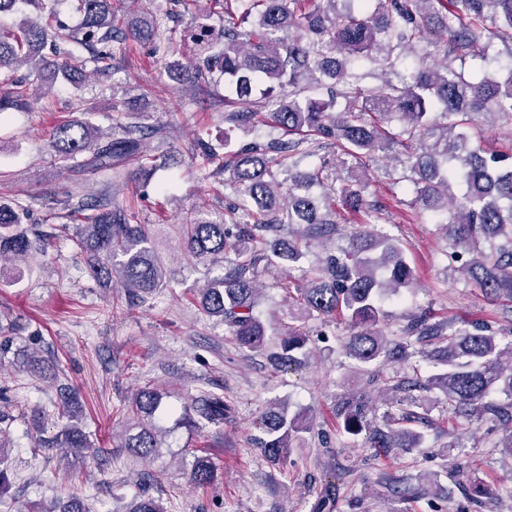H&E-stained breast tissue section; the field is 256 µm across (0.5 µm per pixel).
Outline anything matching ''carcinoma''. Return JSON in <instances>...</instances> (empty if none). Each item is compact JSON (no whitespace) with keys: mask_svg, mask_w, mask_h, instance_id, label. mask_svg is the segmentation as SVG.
Segmentation results:
<instances>
[{"mask_svg":"<svg viewBox=\"0 0 512 512\" xmlns=\"http://www.w3.org/2000/svg\"><path fill=\"white\" fill-rule=\"evenodd\" d=\"M81 15L75 31L59 20L45 0H0V15L19 3L38 12L17 26L0 28V112L20 111L30 101L50 93L58 83L79 86L87 74L106 76L116 54L127 51V36L149 45L161 60L173 52L170 28L147 12L133 16L123 34L115 29L112 0H74ZM224 10V25L208 23L207 10L199 11L190 31L196 64H166L175 78L202 82L215 73L224 77V106L233 108L224 119L236 125L259 115L252 94L275 101L270 113L274 127L296 134L293 141H271L264 146L230 150L231 141L214 144L200 139L195 153L212 170L227 175L245 196L250 220L227 222L222 215L198 210L179 224L186 254L207 266L209 277L197 296L204 312L227 325L237 343L263 352L272 366L299 363L298 354L308 338L289 326L276 350L267 349V337L257 315L261 301L259 265L286 274L288 266L320 247L313 278L292 288L280 287L300 313L311 316L339 314L356 332L344 345L345 355L361 367L373 364L407 365L417 357L431 367L429 375H413L388 386L405 404L399 417L383 414L368 418L364 395L350 392L337 407L347 430L365 434L371 448L386 452L417 448L424 434L414 428L421 420L411 391L437 392L469 424L491 423L501 431L494 443L502 457L512 458V329L496 332L484 325L454 328L431 321L425 312L408 316L401 335L388 337L378 330L386 317V298H401L416 285L414 270L403 249L391 238L372 231L349 235L340 253L325 247L336 234V199L353 212H370L360 181L333 172L332 165L301 168L314 154L310 134L336 140L343 155L355 160L396 148L405 156L400 180L413 186L412 204L437 217L450 257L458 271L475 280L487 293L512 299V164L474 145L470 129L474 117H512V64L494 75L472 82L452 66L467 57L487 59L493 39L508 43L512 57V0H378L368 15L363 0H317L301 12L302 0H210ZM440 33L446 44L442 65L427 63L430 53L416 46ZM52 54H47L45 48ZM413 54L408 73L398 65ZM381 72L397 74L374 90L362 86L356 72L361 60ZM92 63L86 70V63ZM26 67L35 83L16 76ZM314 87L325 97L306 95ZM377 120L367 122L361 114ZM402 130L383 128L393 120ZM148 131L128 125L115 135L103 134L92 122H64L52 132L51 147L68 169L79 175L88 169L110 172L134 158L153 166L157 157L143 153ZM25 209L0 202V261L25 262L37 250V240L22 228ZM63 231L86 256L90 273L99 281L120 279L133 296L142 299L166 281L159 252V234L149 232L135 213L114 209L101 196H79L68 205ZM164 393L147 385L138 389L126 407L128 434L119 444L131 457L149 462L161 447L167 407ZM230 407L224 396L200 389L181 420L192 428L221 426ZM59 414L68 416L51 441L56 448L89 453L87 435L76 411L62 396ZM258 444L273 462L311 430L303 415L289 413L288 405L273 402L263 413ZM10 442L0 432V491L8 486ZM216 468L207 455L195 459L191 482L209 486ZM127 512H165L160 501L141 493Z\"/></svg>","mask_w":512,"mask_h":512,"instance_id":"obj_1","label":"carcinoma"}]
</instances>
